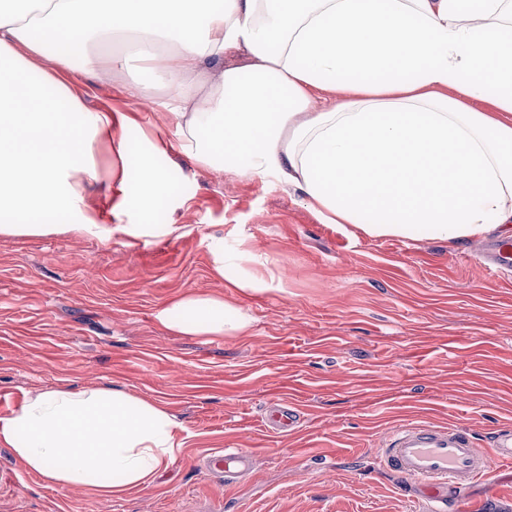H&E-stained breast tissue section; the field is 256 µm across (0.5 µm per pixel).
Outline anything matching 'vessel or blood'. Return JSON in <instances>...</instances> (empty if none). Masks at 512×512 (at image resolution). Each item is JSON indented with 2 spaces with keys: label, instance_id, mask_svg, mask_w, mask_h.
<instances>
[{
  "label": "vessel or blood",
  "instance_id": "1",
  "mask_svg": "<svg viewBox=\"0 0 512 512\" xmlns=\"http://www.w3.org/2000/svg\"><path fill=\"white\" fill-rule=\"evenodd\" d=\"M479 260L488 274L512 277V241L482 245ZM267 425L275 431L295 428L300 421L292 404L270 407ZM251 454L239 448L215 451L208 459L217 471L232 474L249 470ZM383 468L405 481L423 497L446 502L484 478L491 462L512 463V428L497 431L491 447H478L469 432L460 427L408 424L391 430L382 443Z\"/></svg>",
  "mask_w": 512,
  "mask_h": 512
}]
</instances>
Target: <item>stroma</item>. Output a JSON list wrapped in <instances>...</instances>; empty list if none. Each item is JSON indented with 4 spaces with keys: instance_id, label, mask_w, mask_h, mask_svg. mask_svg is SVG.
<instances>
[{
    "instance_id": "1",
    "label": "stroma",
    "mask_w": 512,
    "mask_h": 512,
    "mask_svg": "<svg viewBox=\"0 0 512 512\" xmlns=\"http://www.w3.org/2000/svg\"><path fill=\"white\" fill-rule=\"evenodd\" d=\"M37 65L85 90L89 111L136 120L128 142L166 180L159 208L129 202L122 221L177 230L110 231L120 194L105 141L83 191L100 230L0 236V417L37 391L116 387L162 404L188 437L152 483L117 495L49 484L0 444V512H430L380 468L384 436L408 423L457 426L486 448L512 426V280L476 263L481 237L371 238L321 223L275 180L205 168L176 147L161 85L135 99L119 92L143 78L141 62L108 81L77 63ZM158 133L163 154L146 141ZM219 242L241 255L222 278ZM254 276L260 289L232 285ZM188 294L224 297L251 328L166 330L158 312ZM287 400L300 428L268 431L266 409ZM218 448L251 451L252 471L228 480L208 468ZM460 505L512 512V467L493 464Z\"/></svg>"
}]
</instances>
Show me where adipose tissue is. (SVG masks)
Segmentation results:
<instances>
[{"mask_svg":"<svg viewBox=\"0 0 512 512\" xmlns=\"http://www.w3.org/2000/svg\"><path fill=\"white\" fill-rule=\"evenodd\" d=\"M19 44L107 76L140 54L164 77L182 151L276 179L322 223L512 237V0H0V235L51 232L31 223L41 214L80 237L97 223L81 206L95 147L131 118L88 111L54 74L32 81ZM238 51L247 63L223 67ZM115 141L119 186L159 205L164 174ZM158 319L202 336L251 324L207 294ZM183 432L163 405L113 387L37 391L0 418V443L30 471L112 495L174 462Z\"/></svg>","mask_w":512,"mask_h":512,"instance_id":"adipose-tissue-1","label":"adipose tissue"}]
</instances>
